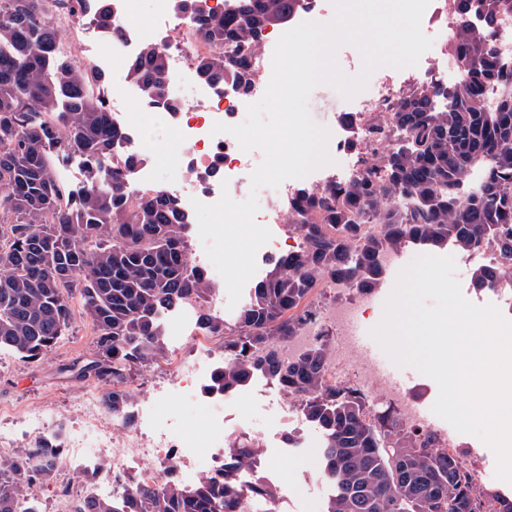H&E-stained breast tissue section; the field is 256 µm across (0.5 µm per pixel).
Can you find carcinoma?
<instances>
[{"instance_id": "1", "label": "carcinoma", "mask_w": 512, "mask_h": 512, "mask_svg": "<svg viewBox=\"0 0 512 512\" xmlns=\"http://www.w3.org/2000/svg\"><path fill=\"white\" fill-rule=\"evenodd\" d=\"M233 2L220 13L207 0H175L207 45L192 55L195 71L245 95L263 33L292 21L306 0ZM511 13L512 0H477L466 15L455 6L448 45L461 79L406 91L394 111L373 117L352 142L355 178L325 193L296 190L285 214L298 248L274 259L229 322L211 309L208 271L188 259L192 213L162 189L136 197L141 157L113 163L123 135L104 96L112 77L59 51L64 26L87 20L112 29V0H0V350L34 362L76 317L89 320L94 351L77 377L110 383L103 405L129 426L128 376L167 355L166 315L194 302L197 330L224 340L209 386L232 392L260 373L322 431L331 485L324 512H512V499L476 485L462 454L440 451L431 434L390 411L370 413L363 393L329 382L323 339L292 360L277 353L316 315L308 303L316 289L380 287L385 251L418 242L467 254L493 243L512 265V70L484 21ZM226 44L237 51L225 53ZM126 80L177 108L160 45H143ZM492 90L497 102L487 108ZM74 158L79 185L61 176ZM498 275L478 267L472 286L484 290ZM56 453L44 444L0 454V512H20L32 484L53 479ZM261 455L255 442L236 440L222 482L202 475L184 485L170 475L117 497L85 498L76 512H242L247 498L269 506L282 494L259 475Z\"/></svg>"}]
</instances>
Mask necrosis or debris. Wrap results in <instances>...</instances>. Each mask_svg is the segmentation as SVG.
I'll return each mask as SVG.
<instances>
[{
  "label": "necrosis or debris",
  "instance_id": "obj_1",
  "mask_svg": "<svg viewBox=\"0 0 512 512\" xmlns=\"http://www.w3.org/2000/svg\"><path fill=\"white\" fill-rule=\"evenodd\" d=\"M151 2L150 12L142 17L137 11V0H113L112 30L84 33L69 52L78 60L92 57L99 70L112 74V95L107 105L128 131L124 152L143 154L148 139L159 132L170 142V161L187 164L190 170L189 175L178 180L164 181L159 177V162L146 158L134 173L139 191L159 187L186 205L194 199L212 204L225 193L240 200L250 188V175L261 163L263 154L258 150L244 151L235 136L216 135L212 129L218 122L231 123L248 99L231 88L220 90L201 83L189 61L192 50L172 0ZM149 41L165 45L168 50L172 95L180 102L196 101V108L169 112L123 81L130 63ZM131 101L139 109L129 114L125 107ZM215 165L222 168L223 178H205V171ZM223 351L222 341L210 339L201 344L192 359L168 363L164 386L137 405L135 428H123L118 434L104 420L98 391L86 392L81 401V424L63 432L57 443L62 450L60 464L71 459L78 461L86 480L82 489L69 490L67 498L58 500L54 512H70L69 499L80 498L82 494L117 496L129 481L158 483L170 471L191 479L202 474L223 478L224 395L212 394L209 417L199 442L193 438L192 426L170 409L172 401L196 398L197 384L208 381L214 359ZM107 457L112 460V473L108 476L100 469L101 460Z\"/></svg>",
  "mask_w": 512,
  "mask_h": 512
}]
</instances>
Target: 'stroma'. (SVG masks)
Returning a JSON list of instances; mask_svg holds the SVG:
<instances>
[{"mask_svg": "<svg viewBox=\"0 0 512 512\" xmlns=\"http://www.w3.org/2000/svg\"><path fill=\"white\" fill-rule=\"evenodd\" d=\"M440 55L441 49L436 46L426 51L416 66L390 69V89L400 94L428 85L432 73L441 64ZM308 108L314 122L325 127L339 116L357 111L358 106L332 87L321 85L311 93ZM395 285L388 275L382 287L372 294L356 288H324L313 295L312 302L321 314L337 302L364 305L363 328L369 331L381 323ZM93 342L91 325L80 318L38 362L30 363L13 352L0 351V415L42 413L71 424L79 422L81 399L93 386L77 379L75 369L90 358ZM264 382L263 376H254L241 388L240 394L246 399L242 410L252 424L250 439L261 446L264 457L270 458L280 473L279 486L285 494L276 510L323 512L328 492L312 481L313 475L321 470V456L307 448L305 439L289 442L292 429L281 415L268 407L262 389Z\"/></svg>", "mask_w": 512, "mask_h": 512, "instance_id": "obj_1", "label": "stroma"}]
</instances>
